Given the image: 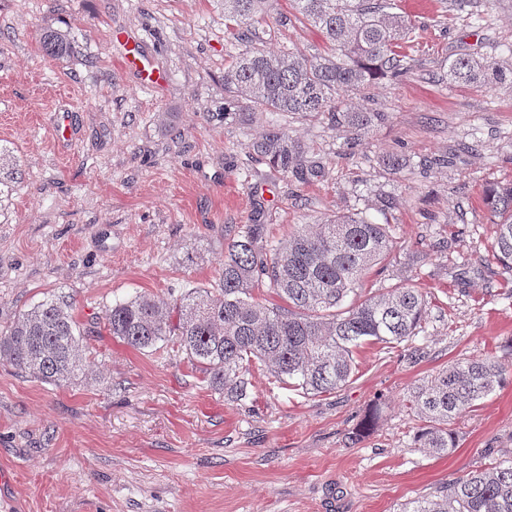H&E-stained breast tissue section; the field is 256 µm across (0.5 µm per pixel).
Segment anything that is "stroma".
Masks as SVG:
<instances>
[{"mask_svg": "<svg viewBox=\"0 0 512 512\" xmlns=\"http://www.w3.org/2000/svg\"><path fill=\"white\" fill-rule=\"evenodd\" d=\"M400 11L414 25L411 70L348 97L386 121L351 145L326 118L281 116L309 164L284 174L249 152L268 114L224 110V65L243 45L223 0H0V331L52 294L90 326L143 292L215 287L226 234L264 224L281 241L338 210L395 228L365 288L408 282L429 302L412 341L361 349L351 382L321 397L257 366L250 399L234 402L184 353L106 333L60 386L0 363V468L14 472L0 512H396L512 459V385L457 420L446 455L414 448L403 407L448 364L512 345V271L480 198L512 182V88L446 75L459 54L512 58V0ZM46 28L67 33L69 58L43 51ZM255 29L261 49H323L288 0H268ZM394 151L410 159L396 174L382 164ZM381 398L389 408L350 444Z\"/></svg>", "mask_w": 512, "mask_h": 512, "instance_id": "stroma-1", "label": "stroma"}]
</instances>
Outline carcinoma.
Listing matches in <instances>:
<instances>
[{
    "mask_svg": "<svg viewBox=\"0 0 512 512\" xmlns=\"http://www.w3.org/2000/svg\"><path fill=\"white\" fill-rule=\"evenodd\" d=\"M266 0H224V24L253 41L252 25ZM298 17L320 32L327 52L270 54L252 47L224 67V101L241 112L271 115L268 132L252 152L286 174L302 164L303 147L274 116H324L359 141L385 113L356 111L344 96L408 71L403 52L412 29L395 0H290ZM46 54L72 50L66 36L45 29ZM448 81L461 87L512 85V64L470 55L448 60ZM483 203L496 224L497 261L512 268V186H491ZM396 244L390 224L338 213L304 224L273 243L263 224H246L224 238L219 287L193 288L170 300L149 293L105 311L109 335L136 350L168 346L185 353L210 386L234 401L250 397V368L263 364L275 381L304 395L332 394L351 381L355 353L365 345H400L423 331L427 295L409 283L363 294L367 272ZM67 299L50 295L19 313L0 332V359L45 383L61 385L82 374L87 337ZM512 384V351L456 361L417 384L407 408L417 422L414 447L445 455L458 445L456 421L496 389ZM385 404H376L349 441L360 442ZM399 512H512V460H496L436 494L401 505Z\"/></svg>",
    "mask_w": 512,
    "mask_h": 512,
    "instance_id": "obj_1",
    "label": "carcinoma"
}]
</instances>
